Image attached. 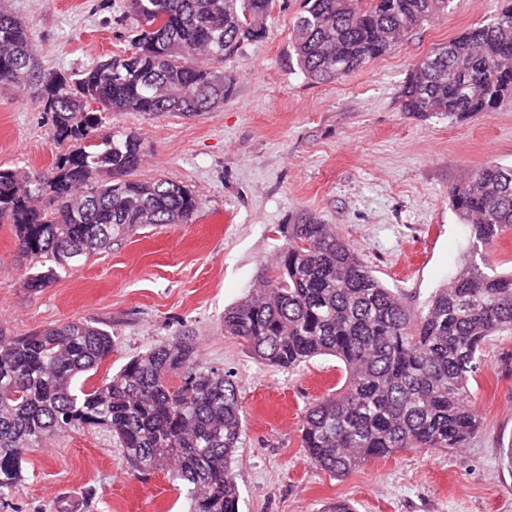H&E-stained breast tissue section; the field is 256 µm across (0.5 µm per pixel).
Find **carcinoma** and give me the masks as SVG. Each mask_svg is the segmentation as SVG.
I'll return each mask as SVG.
<instances>
[{"label":"carcinoma","instance_id":"obj_1","mask_svg":"<svg viewBox=\"0 0 512 512\" xmlns=\"http://www.w3.org/2000/svg\"><path fill=\"white\" fill-rule=\"evenodd\" d=\"M304 0L293 51L316 82L345 79L393 50L449 0ZM273 0H126L137 22L131 52L75 75L42 69L25 25L0 9V88L39 87L58 142L89 141L125 112L194 116L224 104L232 80L221 63L244 41L266 38ZM200 56L210 60L202 66ZM512 99V0L415 64L402 111L463 119ZM62 155L51 178L0 169V224L24 257L50 266L26 285H48L112 240L148 226L187 224L201 201L168 179H135L141 140L129 132ZM49 196V208L36 202ZM450 200L479 246L512 232V167L488 163L455 184ZM512 333V272L489 274L471 257L412 317L331 224L288 225L274 274L224 311V333L266 364L293 369L329 355L345 367L341 391L309 402L301 447L320 469L345 477L401 449L462 448L479 432L469 385L483 350ZM112 353V334L69 321L30 336H0V509L21 482L29 448L71 429L112 434L136 472H169L191 512H239L234 460L244 402L234 375L199 370L180 338L129 359L86 391L78 379ZM177 376L179 383H170Z\"/></svg>","mask_w":512,"mask_h":512}]
</instances>
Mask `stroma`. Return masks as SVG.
<instances>
[{
	"label": "stroma",
	"instance_id": "1",
	"mask_svg": "<svg viewBox=\"0 0 512 512\" xmlns=\"http://www.w3.org/2000/svg\"><path fill=\"white\" fill-rule=\"evenodd\" d=\"M302 0H275L269 33L242 43L223 68L234 90L194 117L127 112L111 136L136 132L143 181L167 178L202 206L187 224L149 227L113 241L45 288L0 224V335L25 336L73 320L112 335L110 357L79 380L98 385L132 356L187 337L198 369L232 372L245 402L235 457L240 512H512V334L492 337L470 384L481 428L458 449L401 450L347 477L317 468L300 446L306 404L335 393L344 365L318 356L295 369L268 366L224 333V311L257 287L285 243L281 228L312 215L336 225L365 266L411 313L472 251L449 191L493 161L512 165V103L464 120L402 111L414 64L462 31L488 23L501 0H450L444 15L408 32L395 50L343 81L316 83L299 68L292 27ZM27 27L43 67L75 74L123 54L136 22L124 0H0ZM72 143L52 138L35 90H0V168L55 172ZM190 512L166 472L140 474L111 434L84 428L29 449L11 512Z\"/></svg>",
	"mask_w": 512,
	"mask_h": 512
}]
</instances>
